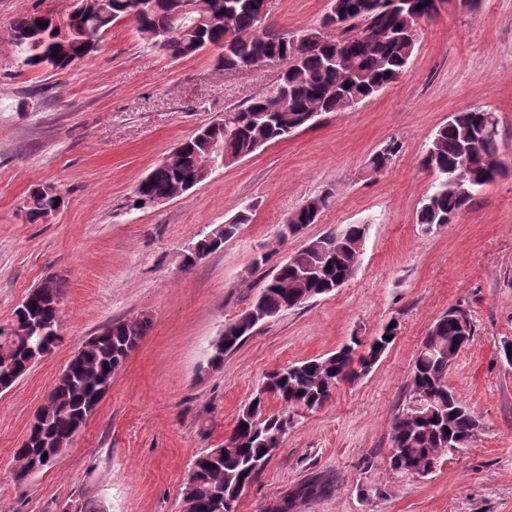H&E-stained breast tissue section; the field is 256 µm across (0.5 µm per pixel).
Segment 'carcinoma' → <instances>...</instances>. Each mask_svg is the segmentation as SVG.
Wrapping results in <instances>:
<instances>
[{
	"label": "carcinoma",
	"instance_id": "cac0c4a2",
	"mask_svg": "<svg viewBox=\"0 0 512 512\" xmlns=\"http://www.w3.org/2000/svg\"><path fill=\"white\" fill-rule=\"evenodd\" d=\"M147 5L137 11V5ZM196 10L182 21L189 2ZM266 0H76L66 29L59 28L47 14L35 11L15 19L8 29L12 45L24 44L17 51L22 65L42 71L62 70L97 49L101 38L113 26L130 20L140 39L152 49L173 58H186L206 50H219L216 69L236 72L269 59L282 63L279 81L251 98L241 108L224 113V118L201 127L194 136L180 143V155L174 162H160L141 181L133 199L140 210L167 197H177L193 181L206 179L205 171L214 157L213 147H223L224 155L243 159L259 149L287 139L306 126L308 113L342 112L387 88L407 68L416 45L413 14L428 19L439 14L447 0H413L415 9L390 12L387 0H331L322 28L288 32L261 24L260 12ZM357 20L329 40L323 30L343 22ZM46 26H40V23ZM498 118L484 109L454 112L436 131L423 158L424 165L438 178L435 190L426 196L417 212L416 224L429 235L447 224L470 205L482 187L494 181L498 170L479 165L464 168L459 164L465 150L474 148L486 156L498 154ZM398 152L395 142L387 144L369 159L371 170L387 168ZM329 193L306 200L288 217L292 231L317 223L326 207ZM60 198L46 188L33 189L25 199L28 221H43ZM250 210L239 212L224 224L216 236L208 234L194 242L195 251L187 264L219 251L232 239L241 225L250 221ZM365 224H348L330 229L316 238L320 249L305 246L279 265L272 279L253 299L236 321L224 327V335L210 347L207 366L223 365L224 354L236 349L254 332L251 312L266 314L296 308L317 296L339 288L358 263V246L365 239ZM44 297H29V304L14 312V319L25 325L33 320L53 328L59 326V306L63 283L51 279ZM452 309L438 319L422 341L412 381V395L429 401L432 417L410 408L391 429L394 452L388 466L399 473L431 471L441 453L461 450L469 445L479 427L478 420L448 387L450 362L473 336V328L462 334ZM150 320L139 318L119 321L104 329V334L86 340L75 363L56 383L52 398L55 407L47 417V428L57 436L68 434L88 402L112 380L146 336ZM391 335L373 337L368 348L358 353V341L345 345L326 359H311L289 365L267 377L251 401L244 405L233 432L222 448H209L194 460L197 471L185 482L182 491L183 512H215L221 501L223 512H235L245 488L265 469L288 431L293 415L312 411L330 400L337 386L364 374L386 350ZM61 336H5L0 333V376L11 372L24 376L32 351L56 347ZM281 403V410L267 412V401ZM330 483L314 476L296 485L274 506V512H294L295 504L328 493Z\"/></svg>",
	"mask_w": 512,
	"mask_h": 512
}]
</instances>
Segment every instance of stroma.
<instances>
[{
    "mask_svg": "<svg viewBox=\"0 0 512 512\" xmlns=\"http://www.w3.org/2000/svg\"><path fill=\"white\" fill-rule=\"evenodd\" d=\"M75 0H0V324L43 279L64 284L61 343L0 393V512H60L93 499L106 512H180L195 456L220 447L264 377L325 358L384 326L397 334L371 371L341 383L315 411L297 412L237 512H269L309 476L333 485L295 512H512V0L442 9L417 28L406 72L384 92L214 171L184 195L141 210L139 182L200 126L277 83L272 62L221 73L215 54L174 59L148 48L132 22L97 52L56 73L23 66L7 39L17 17ZM329 0H267L266 23L318 26ZM499 120L504 171L449 224L422 235L416 214L436 183L421 160L451 113ZM391 164L368 173L388 142ZM49 185L63 199L28 223L23 201ZM329 193L317 223L279 241L287 215ZM251 208L248 224L194 266L188 244ZM367 225L358 267L336 291L268 319L220 368L211 341L247 310L273 266L332 228ZM269 261L254 266L260 254ZM465 309L475 328L448 385L475 415L469 448L426 475L386 465L395 419L412 405L422 340ZM148 317L147 335L71 447L46 470L15 479L14 453L74 352L112 323Z\"/></svg>",
    "mask_w": 512,
    "mask_h": 512,
    "instance_id": "1",
    "label": "stroma"
}]
</instances>
